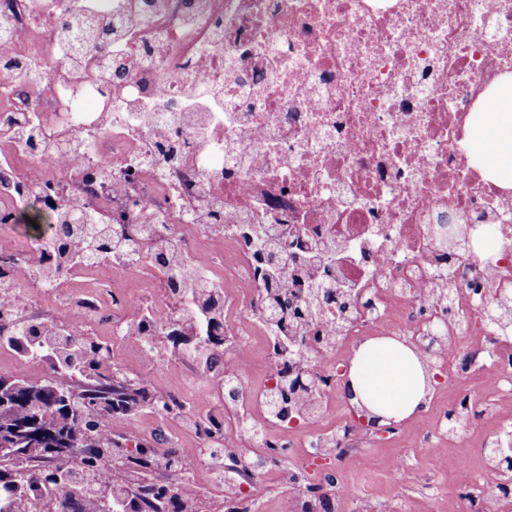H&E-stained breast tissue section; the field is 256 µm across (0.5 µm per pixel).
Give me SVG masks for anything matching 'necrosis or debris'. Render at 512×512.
I'll list each match as a JSON object with an SVG mask.
<instances>
[{"mask_svg":"<svg viewBox=\"0 0 512 512\" xmlns=\"http://www.w3.org/2000/svg\"><path fill=\"white\" fill-rule=\"evenodd\" d=\"M67 0H0V67L37 60L30 86L21 71L0 78V232L23 207L67 202L108 215L119 229L154 224L136 256L113 257V275L150 270L168 281L162 257L203 266L224 322V374L218 385L205 357H192L170 397L176 419L210 469L205 422L224 416V438L252 443L259 468L198 491L239 507L265 505L275 484L297 491L288 512H319L311 492L319 470L336 478L338 508L364 512L344 473L369 435L350 405L338 422L340 368L363 337L417 339L425 362L441 371L451 398L420 445L449 441L448 416L461 413L481 432L493 406L473 380L512 389V339L493 336L501 310L512 313V191L486 180L466 150L469 117L498 76L512 71V0H91L92 44L59 36ZM218 68L217 86L198 81ZM38 124V149L18 129ZM177 144L168 161L157 139ZM484 224L498 248L476 258L451 243L441 224ZM288 265H280L281 256ZM278 273L288 292L313 301L301 321L281 326L268 310L266 281ZM484 289L487 305L472 303ZM169 289L149 302L79 294L59 306L54 327L84 335L86 314L112 319V346L144 350L132 329L147 316L156 335L184 312ZM445 337L427 340L430 325ZM264 352V376L241 369V355ZM308 357L307 407L289 399L271 411L277 375ZM266 427L252 439L257 422ZM288 451L289 465L273 451ZM479 466L458 461L469 479L467 512H499L502 499Z\"/></svg>","mask_w":512,"mask_h":512,"instance_id":"obj_1","label":"necrosis or debris"}]
</instances>
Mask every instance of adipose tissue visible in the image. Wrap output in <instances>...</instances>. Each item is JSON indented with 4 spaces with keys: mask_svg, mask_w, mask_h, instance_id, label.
<instances>
[{
    "mask_svg": "<svg viewBox=\"0 0 512 512\" xmlns=\"http://www.w3.org/2000/svg\"><path fill=\"white\" fill-rule=\"evenodd\" d=\"M471 144L489 178L512 189V72L503 73L488 95L473 124ZM349 378L343 392L351 402L397 424L419 414L427 401L420 360L396 338L366 339L351 360Z\"/></svg>",
    "mask_w": 512,
    "mask_h": 512,
    "instance_id": "ef3b65f1",
    "label": "adipose tissue"
}]
</instances>
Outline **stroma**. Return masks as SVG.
<instances>
[{
    "mask_svg": "<svg viewBox=\"0 0 512 512\" xmlns=\"http://www.w3.org/2000/svg\"><path fill=\"white\" fill-rule=\"evenodd\" d=\"M426 425L419 416L400 424L393 440L371 442L345 473L355 493L369 494L373 502L388 505L390 512H466L458 489L467 475L458 468L457 460L475 455L481 438L468 435L421 454L417 447ZM403 454L408 455L411 469L395 488L384 481L383 474L393 459Z\"/></svg>",
    "mask_w": 512,
    "mask_h": 512,
    "instance_id": "1",
    "label": "stroma"
}]
</instances>
